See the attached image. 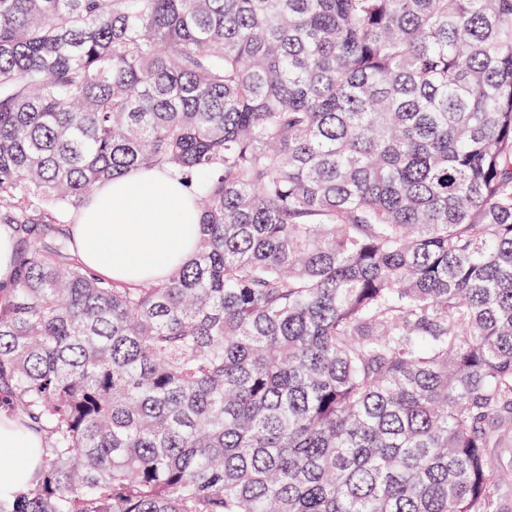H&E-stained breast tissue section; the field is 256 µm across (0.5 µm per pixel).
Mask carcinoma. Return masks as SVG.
I'll return each instance as SVG.
<instances>
[{"mask_svg": "<svg viewBox=\"0 0 512 512\" xmlns=\"http://www.w3.org/2000/svg\"><path fill=\"white\" fill-rule=\"evenodd\" d=\"M134 168L198 251L97 277ZM0 512H506L512 0H0ZM73 218L78 254L96 275L124 280L136 270L159 281L194 254L200 213L166 172L132 169L98 186ZM16 264V243L6 232L0 231V288H11ZM40 445L38 434L18 427L8 417H0V458L17 461L0 467V494L13 492L35 478L38 460L30 448Z\"/></svg>", "mask_w": 512, "mask_h": 512, "instance_id": "1", "label": "carcinoma"}]
</instances>
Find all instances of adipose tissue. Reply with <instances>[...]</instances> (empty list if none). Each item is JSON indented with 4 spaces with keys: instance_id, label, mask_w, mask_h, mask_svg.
I'll return each instance as SVG.
<instances>
[{
    "instance_id": "obj_1",
    "label": "adipose tissue",
    "mask_w": 512,
    "mask_h": 512,
    "mask_svg": "<svg viewBox=\"0 0 512 512\" xmlns=\"http://www.w3.org/2000/svg\"><path fill=\"white\" fill-rule=\"evenodd\" d=\"M200 213L181 183L166 172L132 169L98 186L74 214L71 234L79 256L96 275L124 280L132 272L159 281L195 252ZM38 434L0 417V494L32 481Z\"/></svg>"
}]
</instances>
